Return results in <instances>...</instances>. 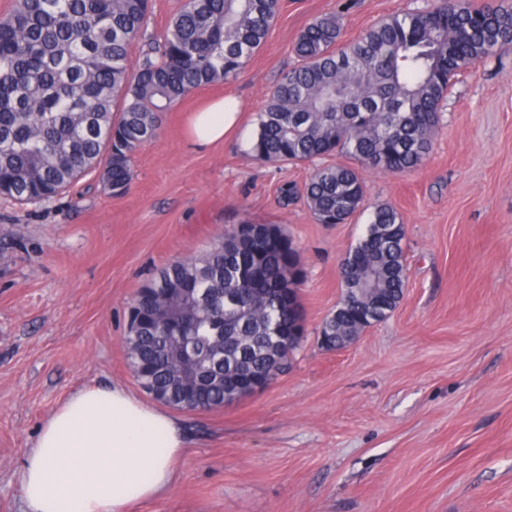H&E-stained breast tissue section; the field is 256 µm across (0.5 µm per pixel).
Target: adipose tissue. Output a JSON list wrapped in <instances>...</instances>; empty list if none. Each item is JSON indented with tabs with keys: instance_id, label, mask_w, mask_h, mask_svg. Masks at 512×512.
I'll return each instance as SVG.
<instances>
[{
	"instance_id": "1",
	"label": "adipose tissue",
	"mask_w": 512,
	"mask_h": 512,
	"mask_svg": "<svg viewBox=\"0 0 512 512\" xmlns=\"http://www.w3.org/2000/svg\"><path fill=\"white\" fill-rule=\"evenodd\" d=\"M238 121L237 102L222 99L197 113L198 146L223 141ZM186 448L170 414L121 386L75 392L43 424L21 469L24 512H124L165 492Z\"/></svg>"
}]
</instances>
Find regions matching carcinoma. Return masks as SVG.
<instances>
[{
    "label": "carcinoma",
    "mask_w": 512,
    "mask_h": 512,
    "mask_svg": "<svg viewBox=\"0 0 512 512\" xmlns=\"http://www.w3.org/2000/svg\"><path fill=\"white\" fill-rule=\"evenodd\" d=\"M278 11L279 0H182L133 68L150 0H16L0 20V197L49 202L93 173L112 193L126 191L162 114L195 89L236 79ZM341 39L336 12L300 33L298 64L277 81L250 142L252 157L268 163L349 159L316 168L305 186L320 224H344L363 207L361 172H407L423 161L454 78L512 43V9L437 0ZM272 228L279 241L258 253L235 224L143 285L153 296L132 299L125 337L139 385L177 405L192 387L180 370L185 341L217 362L216 381L198 392L207 410L250 396V375L288 370L305 341L304 271L291 238ZM403 238L397 213L375 207L344 256L346 298L318 344L344 347L395 310L407 279Z\"/></svg>",
    "instance_id": "carcinoma-1"
}]
</instances>
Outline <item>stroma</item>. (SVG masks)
Here are the masks:
<instances>
[{
  "instance_id": "obj_1",
  "label": "stroma",
  "mask_w": 512,
  "mask_h": 512,
  "mask_svg": "<svg viewBox=\"0 0 512 512\" xmlns=\"http://www.w3.org/2000/svg\"><path fill=\"white\" fill-rule=\"evenodd\" d=\"M434 3L280 0L236 80L163 114L124 194L92 174L48 203L0 199V512H22L26 452L70 395L120 385L151 403L125 356L128 304L243 218L294 240L307 339L265 389L177 411L187 448L173 483L128 512H512V44L461 73L415 170L363 172V210L348 223H317L307 208L314 164L249 154L310 22L341 12L350 41ZM221 97L241 102V128L197 147L190 120ZM379 205L405 228L404 297L346 348L324 350L341 261Z\"/></svg>"
}]
</instances>
